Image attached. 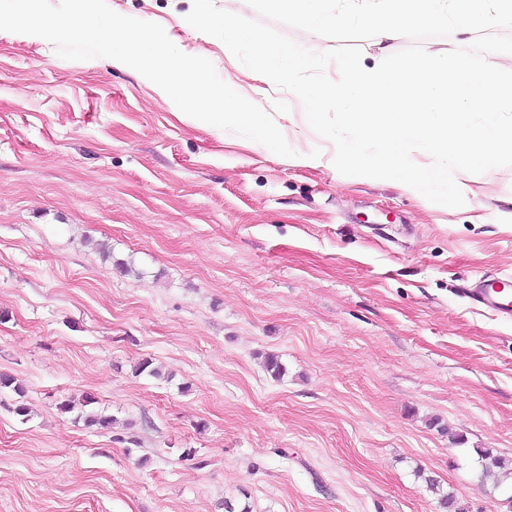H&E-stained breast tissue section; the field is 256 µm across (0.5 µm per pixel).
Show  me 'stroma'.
<instances>
[{"label":"stroma","mask_w":512,"mask_h":512,"mask_svg":"<svg viewBox=\"0 0 512 512\" xmlns=\"http://www.w3.org/2000/svg\"><path fill=\"white\" fill-rule=\"evenodd\" d=\"M107 3L323 161L0 31V374L25 390L0 389V512H448V492L512 512L477 455L512 461V317L464 294L512 272V167L457 173L459 208L342 175L295 95L186 22L192 0ZM87 394L112 429L60 412Z\"/></svg>","instance_id":"stroma-1"}]
</instances>
